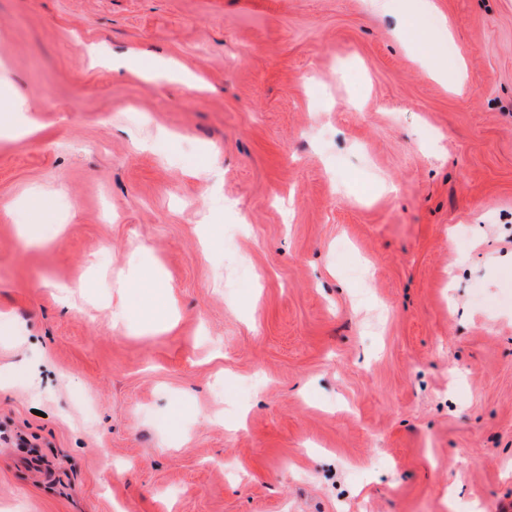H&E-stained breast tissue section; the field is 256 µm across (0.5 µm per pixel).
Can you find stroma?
Masks as SVG:
<instances>
[{
  "label": "stroma",
  "instance_id": "obj_1",
  "mask_svg": "<svg viewBox=\"0 0 512 512\" xmlns=\"http://www.w3.org/2000/svg\"><path fill=\"white\" fill-rule=\"evenodd\" d=\"M1 57L0 512L512 507V0H0ZM93 62L102 63L112 71L124 72L136 78H148L150 76H164L173 81L183 83L188 88L203 89L202 79L186 66L162 57L155 58L150 68L144 66V56L135 49L129 50L122 56L109 55L104 48L96 45L86 47ZM6 108H9L13 115L4 130V135L11 138H23L30 135L33 132V125L27 113L37 110L23 99H17L12 107L8 104ZM140 291V308L143 311L153 314L157 320L166 314L168 293L166 286L155 283L150 277L145 276L141 281L136 283Z\"/></svg>",
  "mask_w": 512,
  "mask_h": 512
}]
</instances>
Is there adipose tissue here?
I'll use <instances>...</instances> for the list:
<instances>
[{"mask_svg": "<svg viewBox=\"0 0 512 512\" xmlns=\"http://www.w3.org/2000/svg\"><path fill=\"white\" fill-rule=\"evenodd\" d=\"M88 54L93 62L101 63L112 70L126 73L136 78H147L150 76H164L171 80L183 83L191 89H201V78L186 66L162 57L155 58L152 66H145L144 57L138 50H129L122 56L109 55L104 48L91 45L87 48Z\"/></svg>", "mask_w": 512, "mask_h": 512, "instance_id": "ef3b65f1", "label": "adipose tissue"}]
</instances>
